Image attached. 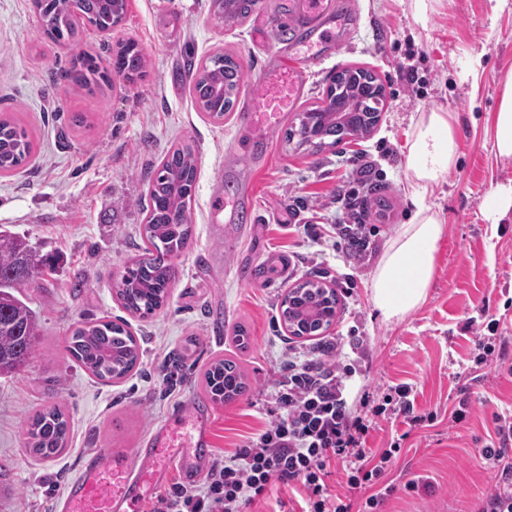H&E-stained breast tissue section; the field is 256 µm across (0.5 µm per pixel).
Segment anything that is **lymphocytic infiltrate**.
I'll return each instance as SVG.
<instances>
[{
	"label": "lymphocytic infiltrate",
	"mask_w": 512,
	"mask_h": 512,
	"mask_svg": "<svg viewBox=\"0 0 512 512\" xmlns=\"http://www.w3.org/2000/svg\"><path fill=\"white\" fill-rule=\"evenodd\" d=\"M314 246L344 247L348 258L368 255L371 230L363 224L310 227ZM345 341L336 336L313 347L289 348L279 360L280 374L268 394L269 418L248 433L234 450L219 455L199 486H177L160 501L156 512H244L265 499L279 484L298 495L302 512H352L347 493L366 491L362 512H376L394 492L384 476L400 442L373 450L368 438L379 420L423 418L415 412L413 389L400 383L388 388L381 401L353 399L357 370L345 360ZM495 439L482 455L493 469V484L475 512H512V412L494 414ZM341 464L346 494L333 493L328 479Z\"/></svg>",
	"instance_id": "f902f5d3"
}]
</instances>
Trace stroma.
<instances>
[{"mask_svg": "<svg viewBox=\"0 0 512 512\" xmlns=\"http://www.w3.org/2000/svg\"><path fill=\"white\" fill-rule=\"evenodd\" d=\"M343 2L352 24L328 57L308 62L300 107L320 104L340 67L364 68L385 88L381 118L369 136L316 150L285 142L295 122L287 117L271 129L264 163L241 135L237 112L218 121L200 110L190 71L224 52L253 78L279 48L254 42L253 17L219 25L212 0H127L121 26L104 32L83 24L78 42L55 43L43 38L31 0H0V113L20 120L34 144L24 168L0 177V227L63 257L26 293L42 326L29 362L0 379V512H55L83 453L136 447L174 409L209 403L205 372L219 359L236 362L247 382L233 402L210 403L215 453L233 448L263 422L284 348L333 336L363 342L357 387L378 400L389 386L409 383L418 410L437 416L410 427L389 475L396 490L380 512H473L490 487L479 450L494 435V413L512 409V377L472 380L466 325L486 311L499 335L512 336V223H493L483 207L512 184V159L494 149L495 113L512 72V0H432L422 22L410 0ZM128 39L146 52L145 79L115 73L92 94L59 80L81 52L108 67L112 49ZM434 109L451 113L458 142L447 174L424 198L444 235L425 302L388 321L373 305L371 278L417 211L408 149L418 113ZM79 113L87 122L73 125ZM178 144L197 159L191 239L174 261L167 305L138 318L118 302L113 282L141 252L150 177ZM365 164L371 174L363 183L355 171ZM243 172L255 188L252 219L211 223L212 198L237 193ZM346 196L355 198L359 222L376 230L368 259L351 263L332 250L311 263L308 225L335 223ZM306 280L335 289L338 304L327 332L299 339L285 329L280 304ZM104 317L128 320L142 351L137 368L111 383L64 348L75 326ZM464 398L473 415L449 428L448 414ZM55 404L70 420L69 444L42 459L24 444L25 424ZM420 477L431 489L407 490Z\"/></svg>", "mask_w": 512, "mask_h": 512, "instance_id": "stroma-1", "label": "stroma"}]
</instances>
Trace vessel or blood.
Here are the masks:
<instances>
[{
	"mask_svg": "<svg viewBox=\"0 0 512 512\" xmlns=\"http://www.w3.org/2000/svg\"><path fill=\"white\" fill-rule=\"evenodd\" d=\"M336 0H300L297 24L304 36L292 40L286 55L264 66L251 83L239 117L241 128L252 142L264 145L268 132L293 111L307 90L306 49L316 56L330 51L332 24L343 22ZM249 202L235 195L212 208L227 221L238 219ZM186 424L189 437L178 447L177 426L166 422L132 449L104 448L85 454L76 476L56 501L55 512H142L151 492L166 481L171 467H178L186 483H195L213 455V421L209 409L195 407Z\"/></svg>",
	"mask_w": 512,
	"mask_h": 512,
	"instance_id": "obj_1",
	"label": "vessel or blood"
}]
</instances>
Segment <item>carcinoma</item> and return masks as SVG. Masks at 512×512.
<instances>
[{"instance_id":"cac0c4a2","label":"carcinoma","mask_w":512,"mask_h":512,"mask_svg":"<svg viewBox=\"0 0 512 512\" xmlns=\"http://www.w3.org/2000/svg\"><path fill=\"white\" fill-rule=\"evenodd\" d=\"M225 0H212L218 21L246 17L256 0H238L237 10L224 14ZM126 0H43V34L57 42L70 41L77 34V20L103 30L121 23ZM143 49L134 41L119 44L112 53V68L132 79L145 73ZM61 78L76 90H92L108 81L95 58L83 55L73 66L61 72ZM244 71L227 54L208 58L194 74L193 91L198 106L214 119L234 109ZM361 109L353 118L348 135L364 137L372 129ZM337 111L315 107L303 113L298 129L288 130L285 140L299 137L298 144L331 146L345 135L336 132ZM32 152V141L25 129L12 117L0 116V174L8 175L25 165ZM196 159L188 146L168 150L153 171L149 202L143 228L142 254L132 259L115 281L117 299L130 313L149 317L167 303L169 288L175 278L173 258L180 255L190 237L188 204L196 181ZM56 257L33 247L26 237L0 229V378L17 373L31 357L41 326L36 312L28 305L25 292L38 280ZM320 284L306 281L298 285L305 297L291 306L281 302V320L297 324L299 310L322 307L317 291ZM69 355L98 380L110 383L129 375L139 365L141 349L125 322L110 319L82 322L66 339ZM206 392L214 403L233 400L246 389L245 377L231 360H217L205 372ZM68 419L56 405L36 413L26 426V447L50 458L67 448Z\"/></svg>"}]
</instances>
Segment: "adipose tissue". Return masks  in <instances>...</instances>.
I'll return each instance as SVG.
<instances>
[{"label": "adipose tissue", "instance_id": "obj_1", "mask_svg": "<svg viewBox=\"0 0 512 512\" xmlns=\"http://www.w3.org/2000/svg\"><path fill=\"white\" fill-rule=\"evenodd\" d=\"M457 151L450 113H419L407 160L414 197L438 184ZM443 233L439 218L422 206L416 222L404 225L385 249L371 280L373 304L384 319L403 318L425 302Z\"/></svg>", "mask_w": 512, "mask_h": 512}]
</instances>
